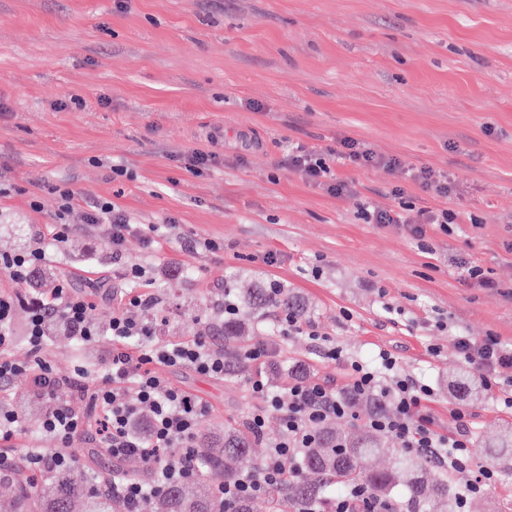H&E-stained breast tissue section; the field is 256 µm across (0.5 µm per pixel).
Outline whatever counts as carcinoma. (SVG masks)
Here are the masks:
<instances>
[{
	"label": "carcinoma",
	"instance_id": "obj_1",
	"mask_svg": "<svg viewBox=\"0 0 512 512\" xmlns=\"http://www.w3.org/2000/svg\"><path fill=\"white\" fill-rule=\"evenodd\" d=\"M228 288L235 290L244 313L224 320V335L238 342L248 341L259 319L306 312L304 304L287 288L274 292L237 283ZM453 387L469 396L480 394V386L467 370L455 375ZM253 440L250 432L232 426L202 436L207 453L198 460L197 472L157 495L151 512H253L251 500L233 506L219 492L220 485L255 464ZM381 440L382 435L367 429L352 431L332 423L325 425L314 446L302 452L301 475L286 470L282 486L269 493L268 512H306L311 504L329 502L336 491L351 486H361L375 496H388L402 488L420 512H456L457 490L448 477L429 473L427 461L397 453L388 467H374L372 461L381 451ZM482 451L485 460L512 471V430ZM101 469L104 486L98 489L72 469L54 471L37 485L25 465L19 463L10 476L16 488L10 512H72L78 502L84 503L85 512H124V504L106 490L114 470L104 464Z\"/></svg>",
	"mask_w": 512,
	"mask_h": 512
}]
</instances>
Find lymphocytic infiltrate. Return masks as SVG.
Wrapping results in <instances>:
<instances>
[{
    "mask_svg": "<svg viewBox=\"0 0 512 512\" xmlns=\"http://www.w3.org/2000/svg\"><path fill=\"white\" fill-rule=\"evenodd\" d=\"M338 159L388 171L404 170L408 180L443 195L452 190L449 177L425 167L403 169L400 161L377 156L366 145L348 138L323 152L292 145L286 156L289 167L299 171L309 183L339 198L354 197L351 183L336 176L333 164ZM359 210L366 223L404 224L418 238L424 237L427 225L454 221L453 214L445 209H421L413 223L400 211L378 209L366 202L360 203ZM85 220L109 225L112 260L116 263L122 259L128 238L139 236L148 244L153 241L142 225L106 199H90ZM47 259L45 248L37 241L25 251L1 253L0 272L22 286L29 283ZM121 278L127 287L121 291L120 303L109 322L112 348L102 372L90 385L78 386L77 391L88 397L92 409L100 411V442L113 460L135 455L150 463L151 485L126 479L112 484V496L125 504L126 512H150L149 504L160 490L195 474L192 446L198 423L209 412L207 403L173 384L164 376V369L188 368L220 377L227 370V361L223 351L212 348L203 338L152 343L150 326L135 315L136 309L157 303L154 296L144 292L145 286L152 283L151 270L141 264L123 266ZM20 303L18 295L0 293V381L27 375L29 395L48 406L39 429L55 445L30 449L26 456L30 469L45 475L75 464L71 442L84 429L82 417L60 398L68 382L55 373L48 360L49 326L61 322L69 335L84 345L97 342L101 331L92 316L93 303L84 295L57 286L30 301L26 322L28 360L15 362L8 352L13 345L14 315ZM277 331L282 336H305L320 342L326 361L343 364V382L335 386L323 377L295 376L275 389L266 380V369L276 355L275 345L242 350L243 360L254 368L246 388L258 401L246 426L256 438H263L266 421L274 415L280 420L281 430L278 437L268 441L267 452L258 467L244 469L233 483L224 486L225 500L233 502L261 495L279 484L286 469L295 467L300 450L312 446L315 431L349 415L354 401L362 397L377 398L383 406L382 412L368 415V428L394 437L406 452L427 457L448 472H471L465 494L478 493L493 478L489 467L474 464L468 413L455 410L454 427L446 432L439 429L431 409L433 388L405 372L397 355L381 350L369 361L347 356L307 318L281 317ZM452 336L461 362L488 390L495 392L503 408L512 410V345L496 336L474 337L458 329L453 330ZM144 410L148 411L149 419L141 428L137 422Z\"/></svg>",
    "mask_w": 512,
    "mask_h": 512,
    "instance_id": "1",
    "label": "lymphocytic infiltrate"
}]
</instances>
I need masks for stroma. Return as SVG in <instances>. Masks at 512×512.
Masks as SVG:
<instances>
[{"label":"stroma","mask_w":512,"mask_h":512,"mask_svg":"<svg viewBox=\"0 0 512 512\" xmlns=\"http://www.w3.org/2000/svg\"><path fill=\"white\" fill-rule=\"evenodd\" d=\"M343 138L456 184L440 197L401 172L337 162L361 199L447 209L455 223L427 226L421 241L365 223L357 200L285 160L289 144L323 151ZM196 148L215 154L212 167L191 170ZM58 186L75 193V230L47 266L54 283L91 295L103 331L122 283L106 227L84 221L93 197L161 227L154 247L132 237L123 257L158 272L157 304L138 312L157 340L204 333L223 347L204 327L220 316L225 283L277 280L346 353L390 350L429 382L442 428L460 403L474 440L512 427L490 395L452 390L460 361L448 331L512 344V0H0V253L50 240ZM205 239L219 251L190 250ZM458 257L504 292L464 282ZM110 347L103 335L87 360L72 337L52 336L48 356L70 377L81 363L99 371ZM297 363L342 373L319 343L291 336L278 341L269 385ZM166 375L209 405L198 433L245 424L255 405L244 374ZM468 503L512 512V474L497 471Z\"/></svg>","instance_id":"35a3bbf8"}]
</instances>
